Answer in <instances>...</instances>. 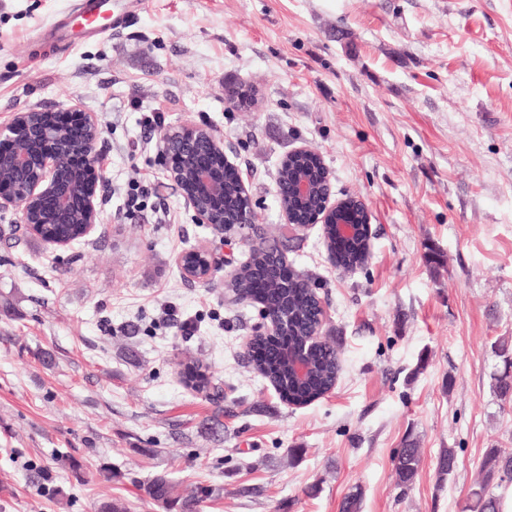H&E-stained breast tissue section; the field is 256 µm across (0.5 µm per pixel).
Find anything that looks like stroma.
Masks as SVG:
<instances>
[{
	"instance_id": "1",
	"label": "stroma",
	"mask_w": 512,
	"mask_h": 512,
	"mask_svg": "<svg viewBox=\"0 0 512 512\" xmlns=\"http://www.w3.org/2000/svg\"><path fill=\"white\" fill-rule=\"evenodd\" d=\"M71 2L0 0V125L80 105L101 174L99 220L70 247L0 210V512H163L140 491L162 471L215 489L200 512H340L357 488L361 512H469L487 449L512 453V402L491 388V345L512 340V0H138L124 27L43 47ZM231 82L255 104L228 103ZM157 107L164 129L223 141L315 283L342 366L323 398L288 405L253 370L259 307L225 300L227 267L182 278L189 249L239 266L249 246L196 222L142 128ZM303 145L372 212L356 271L331 264L321 226L283 222L276 171ZM139 179L152 195L130 217ZM191 358L218 393L182 383ZM408 436L421 462L404 489ZM392 460L397 484L402 488H408L414 482L420 464V448H417V441L406 439Z\"/></svg>"
}]
</instances>
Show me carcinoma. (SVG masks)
<instances>
[{
  "mask_svg": "<svg viewBox=\"0 0 512 512\" xmlns=\"http://www.w3.org/2000/svg\"><path fill=\"white\" fill-rule=\"evenodd\" d=\"M54 147L59 148L66 140L80 132L76 124L54 123ZM173 149L178 151L177 166L185 173L183 181L190 184L193 168L205 167L210 170L214 181L224 184V196L212 202L215 224L218 230L225 231L235 218L245 210L247 200L238 193L237 176L224 168L220 157L210 153L206 146L198 143L192 149L184 150L176 143ZM304 171L312 178L315 186L312 196L296 199L288 193V185L293 175ZM276 183L279 187V206L293 211L305 219L312 215L320 205V172L316 158L308 155L287 157L277 170ZM83 224L74 214L62 221L39 225L37 236L44 242L76 236ZM283 251L282 241L276 237L264 238V248L250 254L239 270L229 288L243 298L251 299L281 322L279 343L274 344L268 336L254 338V355L251 362L255 370L279 391V398L295 406L306 405L322 398L336 384L341 371V360L336 346L324 342L309 346L308 332L316 323L318 302L311 294L307 278L293 276L286 279L279 273L275 253ZM364 260V239L355 236L338 246L336 264L355 266ZM306 352L310 370L307 377L297 380L288 368L286 351ZM492 351L502 359L504 371L494 376L493 392L499 400H512V346L505 340L493 343ZM184 382L191 389L203 392L210 386L206 371L198 365H189L184 370ZM420 449L417 441L405 440L402 448L393 456L397 484L409 487L418 472ZM456 464V452L444 448L437 458V471L442 477L451 476ZM483 478L477 488L472 490L476 512H499V500L492 492L494 482L512 479V456L504 454L498 448L487 450L482 465ZM174 481L165 472H160L140 485L143 496L153 504L168 512H196L200 501L208 498L209 492L203 487H194L183 497L173 496Z\"/></svg>",
  "mask_w": 512,
  "mask_h": 512,
  "instance_id": "carcinoma-1",
  "label": "carcinoma"
}]
</instances>
